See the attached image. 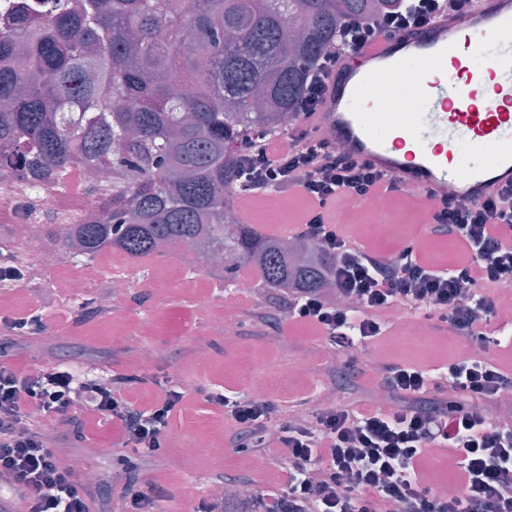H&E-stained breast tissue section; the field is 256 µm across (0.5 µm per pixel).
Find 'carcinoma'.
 <instances>
[{
    "mask_svg": "<svg viewBox=\"0 0 512 512\" xmlns=\"http://www.w3.org/2000/svg\"><path fill=\"white\" fill-rule=\"evenodd\" d=\"M396 0H19L0 15V176L60 189L112 169L92 220L65 247L93 259L185 245L244 268L270 301L329 288L330 259L237 216L238 160L253 131L288 134L307 68L347 19Z\"/></svg>",
    "mask_w": 512,
    "mask_h": 512,
    "instance_id": "1",
    "label": "carcinoma"
}]
</instances>
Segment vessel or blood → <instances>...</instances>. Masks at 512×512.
<instances>
[{"mask_svg":"<svg viewBox=\"0 0 512 512\" xmlns=\"http://www.w3.org/2000/svg\"><path fill=\"white\" fill-rule=\"evenodd\" d=\"M394 79L427 101L417 124L393 121L378 136L372 113L352 101L378 94ZM495 95L483 96L484 80ZM350 151L391 176L405 192L478 201L512 185V0H478L469 14L444 16L414 32H396L345 57L314 116ZM484 153L462 167L455 139Z\"/></svg>","mask_w":512,"mask_h":512,"instance_id":"obj_1","label":"vessel or blood"}]
</instances>
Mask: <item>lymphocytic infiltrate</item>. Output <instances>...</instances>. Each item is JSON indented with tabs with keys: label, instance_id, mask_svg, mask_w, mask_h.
<instances>
[{
	"label": "lymphocytic infiltrate",
	"instance_id": "1",
	"mask_svg": "<svg viewBox=\"0 0 512 512\" xmlns=\"http://www.w3.org/2000/svg\"><path fill=\"white\" fill-rule=\"evenodd\" d=\"M475 2L399 0L382 18L344 23L310 68L293 135L257 132L246 140L238 191L257 197L297 190L306 201L297 234L333 258L330 293L292 295L275 310L246 302V321L259 333L283 337L290 327H309L331 363L337 348L356 352L388 335L389 314H422L435 319L436 330L465 341L468 355L379 363L374 386L388 403L364 397L310 411L248 392L189 389L168 375L128 374L116 366L104 386L61 361L0 365V474L13 479L0 499L18 492L25 512H89L100 491L62 466L63 425L74 424L88 443L107 433L112 454L159 463L168 457L174 418L202 398L229 424L231 447L258 455L270 474L254 488L256 512H512V415L472 412L478 403H503L505 390H512V368L487 355L512 352V331L493 326L497 296L512 288V188L477 202L451 194L435 202L426 237L460 244L457 259L437 264L413 241L387 253L338 224L333 208L348 196H392L399 186L337 150L335 140L309 123L347 55L377 37L472 10ZM437 451L448 461L457 494L442 493L431 478Z\"/></svg>",
	"mask_w": 512,
	"mask_h": 512
}]
</instances>
